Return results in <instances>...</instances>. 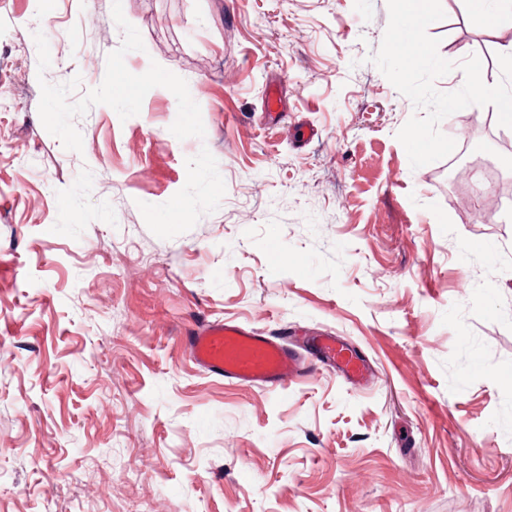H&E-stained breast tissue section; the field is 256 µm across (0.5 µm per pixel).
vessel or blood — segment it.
Returning a JSON list of instances; mask_svg holds the SVG:
<instances>
[{
    "label": "vessel or blood",
    "mask_w": 512,
    "mask_h": 512,
    "mask_svg": "<svg viewBox=\"0 0 512 512\" xmlns=\"http://www.w3.org/2000/svg\"><path fill=\"white\" fill-rule=\"evenodd\" d=\"M194 362L225 381L256 384L278 391L306 377L312 360L340 372L351 383L362 380L366 361L333 336H312L303 343L265 336L232 321L199 325L187 337Z\"/></svg>",
    "instance_id": "b4317fda"
}]
</instances>
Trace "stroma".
I'll use <instances>...</instances> for the list:
<instances>
[{
	"mask_svg": "<svg viewBox=\"0 0 512 512\" xmlns=\"http://www.w3.org/2000/svg\"><path fill=\"white\" fill-rule=\"evenodd\" d=\"M441 6L439 55L496 84L512 28ZM388 20L0 0V512H512V204L476 218L512 154L469 106L411 168L414 106L368 61ZM220 319L338 336L374 373L226 383L184 340Z\"/></svg>",
	"mask_w": 512,
	"mask_h": 512,
	"instance_id": "1",
	"label": "stroma"
}]
</instances>
